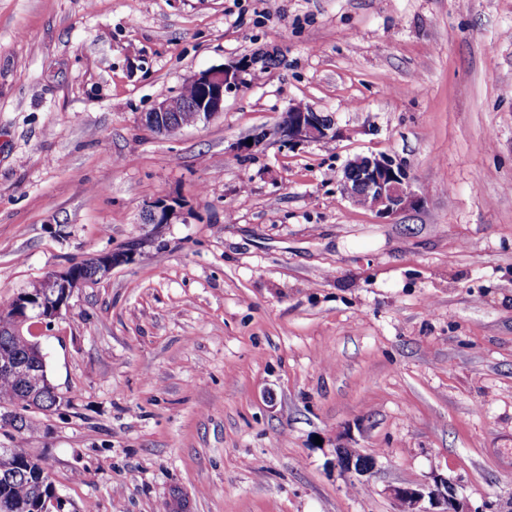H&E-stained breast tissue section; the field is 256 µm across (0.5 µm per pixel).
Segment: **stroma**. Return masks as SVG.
<instances>
[{
	"mask_svg": "<svg viewBox=\"0 0 512 512\" xmlns=\"http://www.w3.org/2000/svg\"><path fill=\"white\" fill-rule=\"evenodd\" d=\"M266 51L218 117L143 125ZM298 103L340 138L237 155ZM370 153L417 208L342 196ZM137 237L31 326L65 405L0 430L65 512H396L436 476L512 512V0H0V304Z\"/></svg>",
	"mask_w": 512,
	"mask_h": 512,
	"instance_id": "1",
	"label": "stroma"
}]
</instances>
